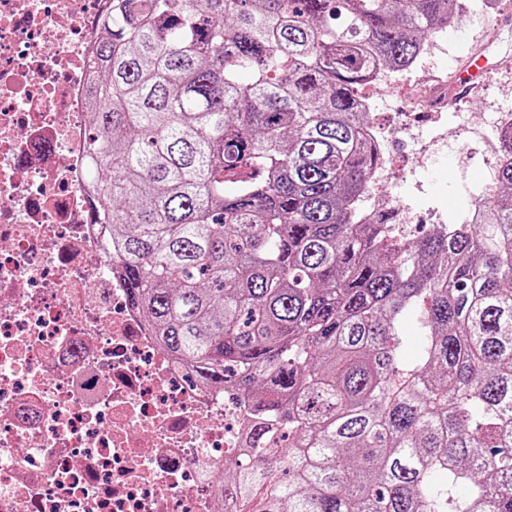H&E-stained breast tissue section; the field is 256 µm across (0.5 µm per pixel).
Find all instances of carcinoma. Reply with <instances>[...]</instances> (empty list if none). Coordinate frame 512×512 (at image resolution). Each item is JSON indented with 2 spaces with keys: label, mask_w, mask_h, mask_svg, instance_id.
Masks as SVG:
<instances>
[{
  "label": "carcinoma",
  "mask_w": 512,
  "mask_h": 512,
  "mask_svg": "<svg viewBox=\"0 0 512 512\" xmlns=\"http://www.w3.org/2000/svg\"><path fill=\"white\" fill-rule=\"evenodd\" d=\"M452 2L110 0L101 18L90 176L157 343L248 396L230 512H512V160L475 224L405 243L385 209L362 221L381 157L361 86L407 70Z\"/></svg>",
  "instance_id": "cac0c4a2"
}]
</instances>
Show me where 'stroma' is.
Segmentation results:
<instances>
[{
    "label": "stroma",
    "mask_w": 512,
    "mask_h": 512,
    "mask_svg": "<svg viewBox=\"0 0 512 512\" xmlns=\"http://www.w3.org/2000/svg\"><path fill=\"white\" fill-rule=\"evenodd\" d=\"M468 15L470 22L465 30L445 32L436 74L453 79L465 58L480 49L490 63L485 84L445 105L448 153L432 169L417 168L409 149L398 151L393 165L395 177L389 183L392 203L409 205L425 214L421 224L411 230L415 236L431 229L428 210H440L449 223H460L467 192L489 188L496 182L483 136L489 115L512 107V0H495L494 9L488 13L471 5ZM418 77L415 70L396 74L391 88L379 95L374 111L377 124L389 125L394 113L411 110L420 85Z\"/></svg>",
    "instance_id": "stroma-1"
}]
</instances>
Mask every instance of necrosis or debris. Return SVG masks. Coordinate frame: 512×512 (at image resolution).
Returning <instances> with one entry per match:
<instances>
[{
	"instance_id": "1",
	"label": "necrosis or debris",
	"mask_w": 512,
	"mask_h": 512,
	"mask_svg": "<svg viewBox=\"0 0 512 512\" xmlns=\"http://www.w3.org/2000/svg\"><path fill=\"white\" fill-rule=\"evenodd\" d=\"M105 0H0V512H222L241 401L187 381L128 299L87 179ZM395 133L432 167L447 89Z\"/></svg>"
}]
</instances>
